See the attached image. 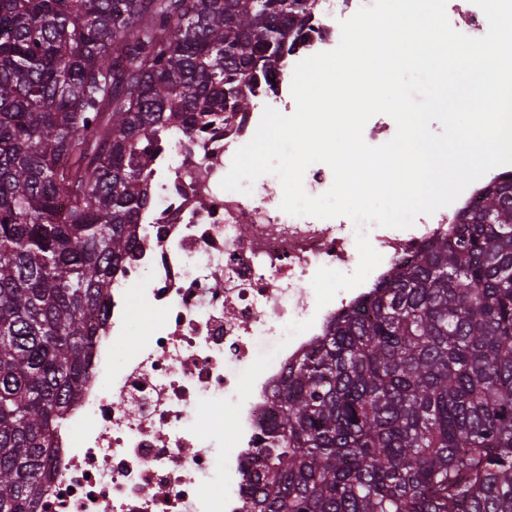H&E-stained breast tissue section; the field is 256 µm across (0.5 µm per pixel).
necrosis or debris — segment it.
Masks as SVG:
<instances>
[{"label": "necrosis or debris", "instance_id": "necrosis-or-debris-1", "mask_svg": "<svg viewBox=\"0 0 512 512\" xmlns=\"http://www.w3.org/2000/svg\"><path fill=\"white\" fill-rule=\"evenodd\" d=\"M373 0H316L270 80L249 89L254 104L203 131L176 132L156 149L138 216L137 240L120 263L110 315L94 339L90 376L60 430L55 479L37 512H203L200 484L213 478L218 448L190 427L203 399H235L238 378L262 353L275 357L243 403V436L228 461L226 512H244L246 473L257 440L276 421L273 402L288 369L341 311L358 304L399 260L458 223L502 165L456 202L413 227L369 225L381 264L360 286L317 307L311 280L322 267L353 272L356 227L345 216L295 217L281 210L279 179L259 177L251 194L220 186L235 152L254 136L265 107L294 111L291 80L307 56L334 49L340 23ZM151 316L144 339L125 346L130 309ZM311 321L286 339L293 321Z\"/></svg>", "mask_w": 512, "mask_h": 512}]
</instances>
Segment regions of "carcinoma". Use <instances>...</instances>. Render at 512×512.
<instances>
[{
	"mask_svg": "<svg viewBox=\"0 0 512 512\" xmlns=\"http://www.w3.org/2000/svg\"><path fill=\"white\" fill-rule=\"evenodd\" d=\"M313 0H0V512H35L149 145L247 109ZM246 512H512V173L288 370Z\"/></svg>",
	"mask_w": 512,
	"mask_h": 512,
	"instance_id": "obj_1",
	"label": "carcinoma"
}]
</instances>
